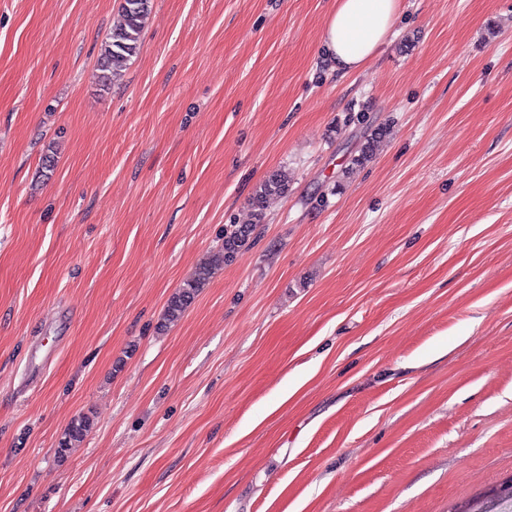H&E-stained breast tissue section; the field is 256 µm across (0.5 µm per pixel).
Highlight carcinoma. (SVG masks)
<instances>
[{
    "mask_svg": "<svg viewBox=\"0 0 512 512\" xmlns=\"http://www.w3.org/2000/svg\"><path fill=\"white\" fill-rule=\"evenodd\" d=\"M151 12L152 0H123L121 21L112 28L109 37L102 44L98 59L103 85H110L123 65L139 53L142 33ZM384 135V128L378 126L372 129L370 138L366 140L360 153L352 158V164L360 166L368 162L372 156L373 144ZM289 181L288 171L277 170L256 187L252 200L255 209L254 222L231 224L224 229V242L214 255L168 299L161 326L179 321L210 280L214 271L233 261L240 252L251 246L257 226L265 219L264 204L271 197L286 194ZM92 426L93 420L85 414L71 420L56 448L58 457H65L72 448L78 446L88 435ZM500 502H512V480L500 487L489 489L483 500L468 502L457 508L455 512H491L490 505Z\"/></svg>",
    "mask_w": 512,
    "mask_h": 512,
    "instance_id": "carcinoma-1",
    "label": "carcinoma"
}]
</instances>
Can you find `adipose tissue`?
I'll return each instance as SVG.
<instances>
[{"instance_id":"adipose-tissue-1","label":"adipose tissue","mask_w":512,"mask_h":512,"mask_svg":"<svg viewBox=\"0 0 512 512\" xmlns=\"http://www.w3.org/2000/svg\"><path fill=\"white\" fill-rule=\"evenodd\" d=\"M400 0H336L323 34L326 56L336 71L360 69L385 43Z\"/></svg>"}]
</instances>
